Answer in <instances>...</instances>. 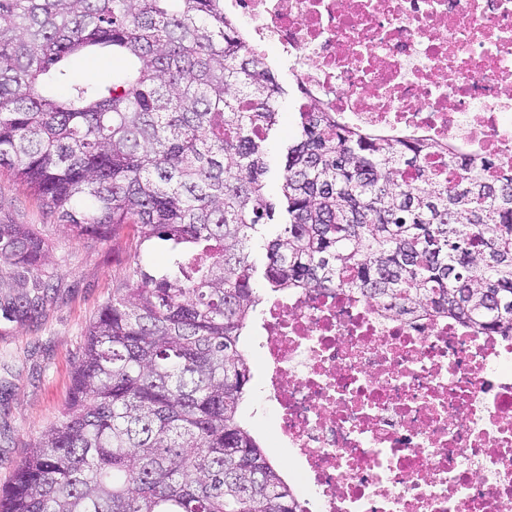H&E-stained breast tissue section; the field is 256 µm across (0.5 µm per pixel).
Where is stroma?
<instances>
[{
    "instance_id": "35a3bbf8",
    "label": "stroma",
    "mask_w": 512,
    "mask_h": 512,
    "mask_svg": "<svg viewBox=\"0 0 512 512\" xmlns=\"http://www.w3.org/2000/svg\"><path fill=\"white\" fill-rule=\"evenodd\" d=\"M282 93L279 107L287 122L268 137L267 191L279 197L282 168L300 93L292 69L275 62ZM0 218L32 224L51 249L48 271L54 284L50 300L34 321L17 324L0 318V487L42 432L62 420L74 366L85 342V328L114 294L133 284L132 271L142 267L159 276L168 264V245L142 241L132 226L116 229L104 240L78 239L9 172L0 171ZM259 326L243 338L253 378L242 411L255 437L274 461L286 450L277 439V420L262 393L265 367L258 354Z\"/></svg>"
}]
</instances>
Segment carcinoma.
<instances>
[{
  "label": "carcinoma",
  "instance_id": "obj_1",
  "mask_svg": "<svg viewBox=\"0 0 512 512\" xmlns=\"http://www.w3.org/2000/svg\"><path fill=\"white\" fill-rule=\"evenodd\" d=\"M98 49L127 68L72 80L67 60ZM279 94L224 0H0V168L78 237L130 224L170 250L169 270H134L89 322L64 418L0 512H304L241 414L240 337L263 302L250 245L269 224L273 293L336 288L512 336V170L452 153L432 166V143L304 108L275 202ZM48 264L34 225L0 221L6 318L38 316Z\"/></svg>",
  "mask_w": 512,
  "mask_h": 512
}]
</instances>
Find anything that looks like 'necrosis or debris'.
Returning <instances> with one entry per match:
<instances>
[{
	"instance_id": "1",
	"label": "necrosis or debris",
	"mask_w": 512,
	"mask_h": 512,
	"mask_svg": "<svg viewBox=\"0 0 512 512\" xmlns=\"http://www.w3.org/2000/svg\"><path fill=\"white\" fill-rule=\"evenodd\" d=\"M306 104L512 168V0H227ZM262 392L306 512H512V339L342 292L264 312Z\"/></svg>"
}]
</instances>
